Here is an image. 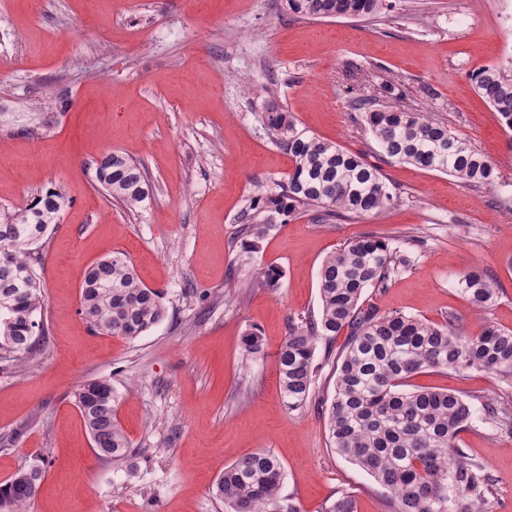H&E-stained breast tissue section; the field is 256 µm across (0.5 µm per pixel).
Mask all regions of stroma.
Listing matches in <instances>:
<instances>
[{
  "instance_id": "stroma-1",
  "label": "stroma",
  "mask_w": 512,
  "mask_h": 512,
  "mask_svg": "<svg viewBox=\"0 0 512 512\" xmlns=\"http://www.w3.org/2000/svg\"><path fill=\"white\" fill-rule=\"evenodd\" d=\"M392 3L370 18L314 20L285 0H0V215L49 189L68 199L40 248L48 334L33 361L0 363V484L43 463L30 512H224L213 483L262 449L282 463V492L301 512L340 491L357 512H393L375 480L330 446L334 362L291 412L276 354L291 322L318 313L323 260L369 234L401 245L408 264L366 290L364 307L451 316L468 334L485 323L512 329V138L471 80L477 66L512 60V5ZM385 83L400 97L379 94ZM352 85L377 109L448 125L493 160L494 183L386 162L396 195L386 210L333 224L307 211L245 252L242 212L292 171L265 106L373 161ZM111 151L145 166L153 194L142 210L124 211L98 185L95 162ZM116 252L167 309L134 339L93 331L79 313L86 269ZM267 266L283 273L277 290L257 285ZM472 269L499 289L482 314L455 286ZM252 329L264 339L260 359L244 348ZM89 380L119 395L133 449L120 463L96 454L74 404ZM410 384L476 408L512 405V381L483 371L424 372ZM458 445L492 479L486 512H512V433L478 416Z\"/></svg>"
}]
</instances>
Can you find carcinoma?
Returning a JSON list of instances; mask_svg holds the SVG:
<instances>
[{"label": "carcinoma", "instance_id": "carcinoma-1", "mask_svg": "<svg viewBox=\"0 0 512 512\" xmlns=\"http://www.w3.org/2000/svg\"><path fill=\"white\" fill-rule=\"evenodd\" d=\"M384 2L287 0L292 13L320 20L374 16ZM471 79L500 115L512 142V62L481 65ZM372 100L358 95L353 104L364 111L382 160L448 173L473 186L493 182L491 158L470 148L448 126L401 108L371 110ZM262 119L276 144L291 156L293 169L280 192L254 205L262 219L243 212V229L253 239L264 238L303 208L316 210L322 222L332 224L393 204L381 166L366 154L315 136L277 104H270ZM96 180L130 212L150 200L144 168L120 152L96 161ZM66 206L63 193L48 190L0 219V362L32 359L36 335H46L47 325L39 322L44 295L32 246L58 223ZM403 263L399 246L375 236L356 238L323 261L319 314L290 325L277 353L282 401L290 411L307 404L319 369L317 344L346 334L336 360L335 392L325 401L331 447L372 476L396 512H485L492 479L481 462L458 446L474 418L473 405L448 390H409L407 381L425 371L472 369L512 379V330L484 324L478 333L463 335L450 320L433 323L398 310L364 308L365 291L386 285ZM282 278L279 269L263 267L258 284L275 289ZM456 289L479 312L488 311L499 297L495 282L478 271L462 273ZM79 314L96 331L135 339L163 319L165 307L161 292L141 284L128 258L116 252L88 267ZM244 346L251 357L264 356L259 334L244 336ZM74 398L89 435L97 437L98 456L121 461L132 454L116 417L111 384L84 383ZM481 408L484 420L512 428V409L491 399ZM43 477L38 464L16 472L0 486V512H28ZM283 484L281 462L259 450L224 467L212 493L224 512H300L292 498L282 495ZM321 512H356L354 499L339 492Z\"/></svg>", "mask_w": 512, "mask_h": 512}]
</instances>
